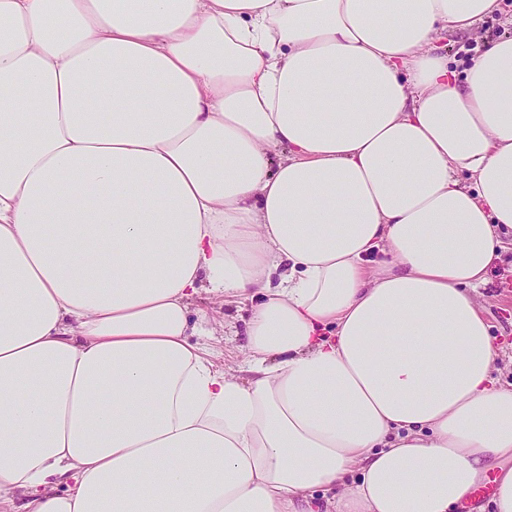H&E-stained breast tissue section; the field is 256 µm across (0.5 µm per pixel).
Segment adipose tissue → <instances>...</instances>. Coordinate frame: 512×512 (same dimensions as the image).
Instances as JSON below:
<instances>
[{
    "label": "adipose tissue",
    "instance_id": "adipose-tissue-1",
    "mask_svg": "<svg viewBox=\"0 0 512 512\" xmlns=\"http://www.w3.org/2000/svg\"><path fill=\"white\" fill-rule=\"evenodd\" d=\"M498 7L0 0V512H512ZM501 11L478 22L473 31L464 34H449L435 43L437 52L448 54L452 63L462 70L470 63L471 57L476 55L490 42L502 35L512 34V6L500 1ZM512 252L508 261L498 262L488 274V282L481 288L479 303L490 326L495 343L508 349L512 344ZM192 320H197L200 311L208 313V320L203 325L212 336L192 337V341L212 344L219 352H225V366L237 368V363L244 358L240 350L244 343L245 321L249 316L250 303L240 306L235 303L225 304L221 299H213L210 295H202L191 304ZM199 311V312H198ZM232 332H238V336Z\"/></svg>",
    "mask_w": 512,
    "mask_h": 512
}]
</instances>
